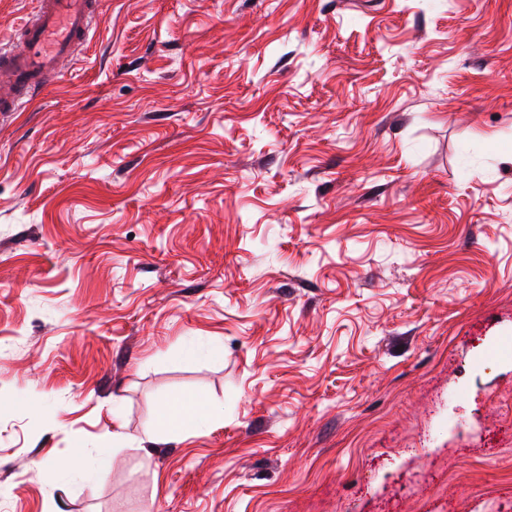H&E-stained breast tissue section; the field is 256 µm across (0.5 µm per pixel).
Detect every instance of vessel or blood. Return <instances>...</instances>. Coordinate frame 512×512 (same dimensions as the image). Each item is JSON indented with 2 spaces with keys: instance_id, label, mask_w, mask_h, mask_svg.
I'll use <instances>...</instances> for the list:
<instances>
[{
  "instance_id": "1",
  "label": "vessel or blood",
  "mask_w": 512,
  "mask_h": 512,
  "mask_svg": "<svg viewBox=\"0 0 512 512\" xmlns=\"http://www.w3.org/2000/svg\"><path fill=\"white\" fill-rule=\"evenodd\" d=\"M99 0H34L14 26L20 48H0V113L24 109L50 88L61 62L91 40Z\"/></svg>"
}]
</instances>
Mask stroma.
<instances>
[{"label": "stroma", "instance_id": "35a3bbf8", "mask_svg": "<svg viewBox=\"0 0 512 512\" xmlns=\"http://www.w3.org/2000/svg\"><path fill=\"white\" fill-rule=\"evenodd\" d=\"M505 342L512 0H101L0 117V512H512ZM211 409L205 398L199 395H183L165 401L159 410L163 434L181 437L196 428Z\"/></svg>", "mask_w": 512, "mask_h": 512}]
</instances>
